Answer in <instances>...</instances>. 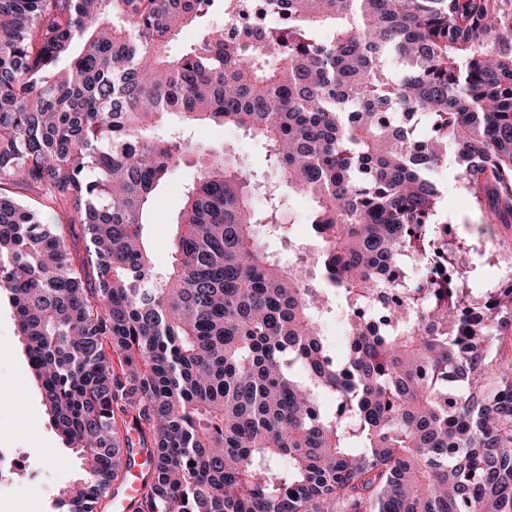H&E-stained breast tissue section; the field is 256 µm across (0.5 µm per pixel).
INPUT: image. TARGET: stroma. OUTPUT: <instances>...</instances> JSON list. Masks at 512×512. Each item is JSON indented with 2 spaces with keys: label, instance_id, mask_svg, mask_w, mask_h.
<instances>
[{
  "label": "stroma",
  "instance_id": "35a3bbf8",
  "mask_svg": "<svg viewBox=\"0 0 512 512\" xmlns=\"http://www.w3.org/2000/svg\"><path fill=\"white\" fill-rule=\"evenodd\" d=\"M194 140L206 150L221 149L230 155L247 156L258 179L277 184L278 174L268 161V148L262 141L219 126L195 128ZM193 177V168L184 166L157 190L145 233L158 266L171 263L170 243L177 232L183 189ZM443 180L447 185L443 204L456 218L457 235L473 247L470 257L474 274L483 280L491 279L497 266L512 262V225H498L494 239H479L474 231L479 216L459 194L452 176L444 175ZM0 444L19 452L28 475L25 483L14 484L11 494L0 498V512H52L51 502L59 487L77 477L80 461L49 423L17 334L13 308L5 299L0 301Z\"/></svg>",
  "mask_w": 512,
  "mask_h": 512
}]
</instances>
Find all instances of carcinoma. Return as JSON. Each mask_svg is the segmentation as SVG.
<instances>
[{
	"label": "carcinoma",
	"mask_w": 512,
	"mask_h": 512,
	"mask_svg": "<svg viewBox=\"0 0 512 512\" xmlns=\"http://www.w3.org/2000/svg\"><path fill=\"white\" fill-rule=\"evenodd\" d=\"M188 163L161 268L143 228ZM444 165L512 224V0H0V295L82 461L57 512L119 492L134 436L132 512H512V266L471 277ZM192 134L195 142L206 151L223 149L230 155L247 156L258 179L270 185L278 184L277 171L268 161L269 148L262 141L241 131L219 126H198ZM311 208V201L305 196H294L290 198L289 203L286 202L284 217L286 220V228L288 230V210L294 221L293 228L297 234H305L307 224H304L306 215ZM138 450L134 449L133 455L130 458L129 461V469L128 472L132 475L129 476V484L135 479V481L124 491L125 498L122 500V505L124 507V510H127V507L130 504V500L127 497H136L138 495V490L140 489V480L137 478L138 474L143 472L145 470V467L143 466L145 463V457L143 454H136ZM137 474V475H136Z\"/></svg>",
	"instance_id": "cac0c4a2"
}]
</instances>
